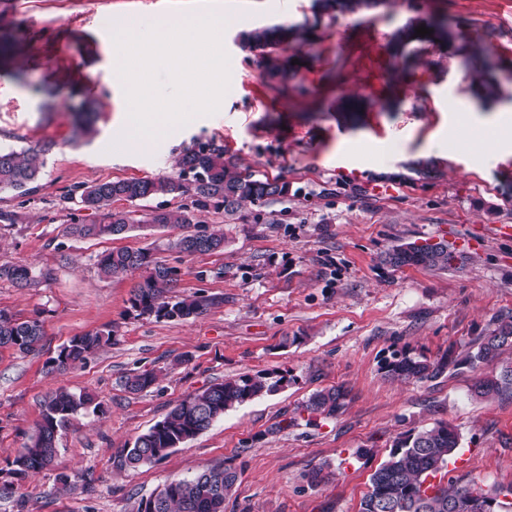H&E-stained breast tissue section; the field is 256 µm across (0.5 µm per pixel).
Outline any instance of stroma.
<instances>
[{
	"label": "stroma",
	"instance_id": "35a3bbf8",
	"mask_svg": "<svg viewBox=\"0 0 512 512\" xmlns=\"http://www.w3.org/2000/svg\"><path fill=\"white\" fill-rule=\"evenodd\" d=\"M234 18L224 30L233 80L222 112L194 119L175 136L143 148L111 150L127 103L112 89L109 30L158 17L182 22L201 0H0V38L21 39L0 56V147L50 142L35 194L0 191V264L50 268L53 280L20 288L0 279V310L40 315L42 348L0 347V468L18 455L41 420L44 399L64 387L89 393L99 414L58 433L53 465L20 481L0 512H137L174 479L233 467L237 482L224 512H359L371 474L405 434L445 422L460 435L448 477L485 490L512 484V394L471 399L477 374L512 363V349L480 370L460 364L424 381L386 378L396 351L462 360L498 318L512 314V149L495 147L497 124L512 114V0H394L378 9L315 17L311 0H214ZM444 21L454 41L414 43L406 54L416 82L391 104L374 105L358 124L339 121L338 98L381 93L388 43L421 19ZM287 24L306 28L295 51L305 94L278 96L263 83L243 32ZM480 39L504 89L485 99L472 84L457 38ZM96 98L93 134L67 141L73 110ZM224 146L240 169L279 176L287 198L248 205L236 216L201 218L222 231L223 251L179 254L173 229L135 228L114 238L70 235L63 198L99 181L165 177L196 142ZM436 163L426 179L413 166ZM446 242L458 255L445 270L382 264L394 245ZM150 249L180 271L176 291L221 303L191 320L136 316L129 298L146 270L99 273L113 249ZM111 328L112 344L62 375L46 361L71 337ZM157 380L132 394L135 370ZM279 381L276 392L225 412L213 425L135 469L119 465L128 443L187 396L249 373ZM344 387L334 418L309 422L314 392ZM323 470L316 484L312 472ZM69 475L60 487L58 474Z\"/></svg>",
	"mask_w": 512,
	"mask_h": 512
}]
</instances>
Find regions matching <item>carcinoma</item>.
<instances>
[{
	"label": "carcinoma",
	"mask_w": 512,
	"mask_h": 512,
	"mask_svg": "<svg viewBox=\"0 0 512 512\" xmlns=\"http://www.w3.org/2000/svg\"><path fill=\"white\" fill-rule=\"evenodd\" d=\"M390 0H313L312 8L318 15L336 16L355 14L375 9ZM416 24L398 29L391 46L398 50L425 39L415 36ZM242 41L259 52L261 64L270 55H276V66L265 85L286 94L297 87H289L292 78L288 60L282 56L285 46L299 44L305 39L295 26L272 24L254 28L241 34ZM472 83L484 91L486 97L500 94L499 84L487 79L485 69L473 68ZM370 101L357 95L342 98L336 112L345 119L355 120L366 111ZM96 108L89 104L75 117L71 136L79 138L93 132ZM45 149L0 148V191L11 190L20 196L37 191L45 161ZM173 176L160 178H132L80 185L65 196L74 203L83 218L73 219L70 234L81 238L117 236L134 225L148 224L159 228H180L174 247L178 252L193 255L224 249V234L208 230L198 220L197 213L210 208L224 210L227 217L235 216L246 204L262 206L288 196V182L279 177H257L238 171L232 159L225 157L224 147L213 142L195 143L184 150ZM187 197L191 204L174 209L159 208L141 214L134 209L138 201L152 197ZM127 204L125 208L115 206ZM453 253L448 245L402 244L385 252V261L396 268L416 266L444 270L451 265ZM102 274L116 276L131 274L142 268L149 275L138 284L129 299L130 308L139 316H153L166 320H189L223 302L220 297L205 293L172 295L170 289L178 280V270L155 261L147 249L136 251L119 249L97 256ZM53 277L50 269L38 271L24 265H0V279L6 278L20 288L36 286ZM42 322L33 317L21 320L0 310V347H10L21 354L36 351L42 340ZM114 331L103 329L72 337L57 354L61 359L58 373L84 363L106 344L112 343ZM512 348V315L502 316L496 326L476 343L460 364L477 369L481 364L499 356L503 348ZM454 363L451 354L430 361L424 356H412L406 351L392 353L381 370L385 376L401 380H429L444 373ZM157 375L152 370L134 372L125 378L124 386L131 393H141L155 384ZM280 381L270 382L266 375L243 374L214 383L202 392L190 395L176 404L167 416L138 436L133 445L123 449L121 463L130 468L158 461L173 448L207 430L228 410L241 406L263 394L274 392ZM512 393V364L492 376L477 379L471 386V396L486 400L504 393ZM347 393L341 387H330L313 393L303 411L308 421L336 416L345 406ZM101 403L89 394H75L60 387L44 402L42 421L29 444L9 462L6 477L0 480L4 495L16 494L18 482L31 473L49 467L57 453L58 431L80 414L97 413ZM460 437L454 427L440 422L430 429L412 432L399 439L388 459L370 477V488L360 504V512H512V485L485 491L471 486H459L449 480L428 492V480L439 474L447 475L448 464L456 454ZM237 473L230 467L206 468L190 479L173 480L156 496L141 502L138 512H224V502L232 493Z\"/></svg>",
	"instance_id": "obj_1"
}]
</instances>
